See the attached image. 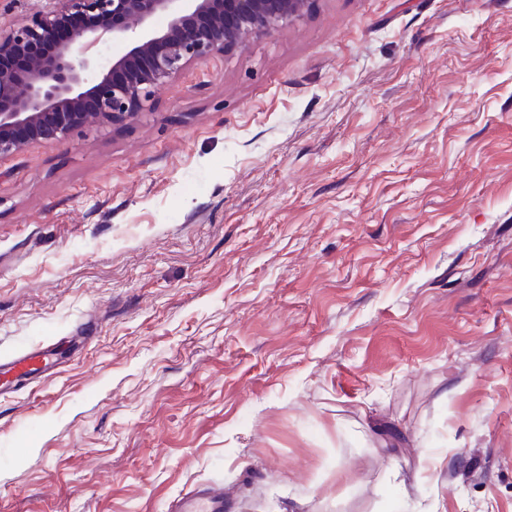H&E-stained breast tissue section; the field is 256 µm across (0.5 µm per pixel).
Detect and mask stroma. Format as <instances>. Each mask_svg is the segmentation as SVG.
Segmentation results:
<instances>
[{
	"instance_id": "35a3bbf8",
	"label": "stroma",
	"mask_w": 512,
	"mask_h": 512,
	"mask_svg": "<svg viewBox=\"0 0 512 512\" xmlns=\"http://www.w3.org/2000/svg\"><path fill=\"white\" fill-rule=\"evenodd\" d=\"M0 512H512V0H315L0 158ZM72 339V336L56 339L48 345L31 348L0 361V396L12 392L22 379L38 380L50 377L53 374L50 371L57 363V349L63 340L70 343ZM224 489L214 486L197 488L178 499L175 512H224Z\"/></svg>"
}]
</instances>
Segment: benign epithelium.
Listing matches in <instances>:
<instances>
[{
  "label": "benign epithelium",
  "instance_id": "benign-epithelium-1",
  "mask_svg": "<svg viewBox=\"0 0 512 512\" xmlns=\"http://www.w3.org/2000/svg\"><path fill=\"white\" fill-rule=\"evenodd\" d=\"M311 0H50L0 28V157L152 108L190 62L300 20ZM166 25H155L157 17ZM126 51L103 59L107 39Z\"/></svg>",
  "mask_w": 512,
  "mask_h": 512
}]
</instances>
